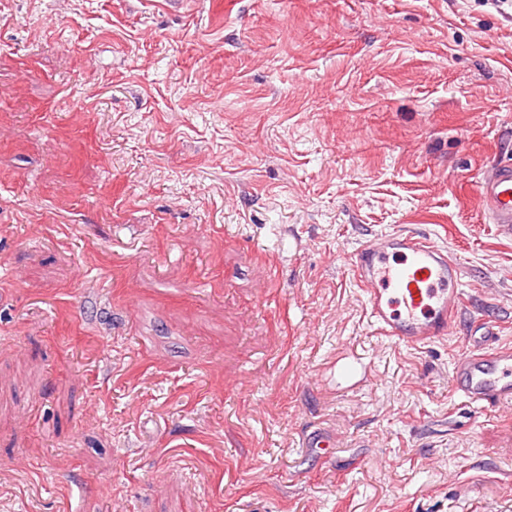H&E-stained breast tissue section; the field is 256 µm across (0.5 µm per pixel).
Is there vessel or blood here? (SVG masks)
<instances>
[{"label": "vessel or blood", "instance_id": "obj_1", "mask_svg": "<svg viewBox=\"0 0 512 512\" xmlns=\"http://www.w3.org/2000/svg\"><path fill=\"white\" fill-rule=\"evenodd\" d=\"M477 201L498 233L512 238V158L486 167ZM349 270L366 296L365 318L377 335L418 347L450 334L464 298L460 266L429 237L396 230L361 243ZM453 387L474 408L512 400V347H482L458 357Z\"/></svg>", "mask_w": 512, "mask_h": 512}]
</instances>
